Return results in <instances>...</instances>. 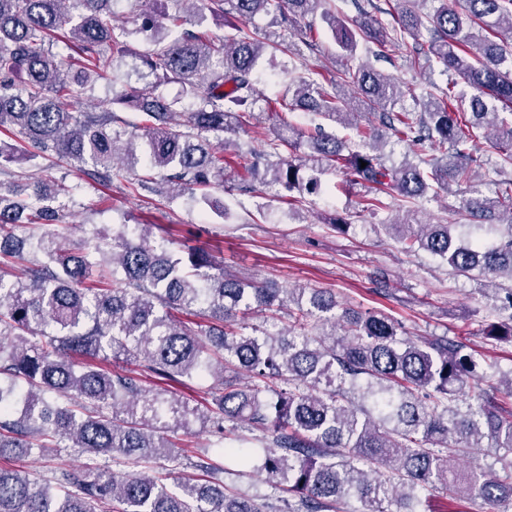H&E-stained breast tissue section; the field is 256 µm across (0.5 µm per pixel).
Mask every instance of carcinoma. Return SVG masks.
<instances>
[{"instance_id":"1","label":"carcinoma","mask_w":512,"mask_h":512,"mask_svg":"<svg viewBox=\"0 0 512 512\" xmlns=\"http://www.w3.org/2000/svg\"><path fill=\"white\" fill-rule=\"evenodd\" d=\"M137 27L112 25V0H0V134L19 145L5 161L66 160L104 188L126 174L132 189L172 199L194 189L210 204L209 190L224 186V154L209 139L235 134L253 117L258 95L253 72L266 53L285 54L293 44L238 26L211 39L199 30L205 19L185 15L184 5L206 3L224 20L251 19L288 5L292 17L322 11L344 69L326 81L312 73L275 100L278 126L268 149L249 160L234 189L254 181L289 192L320 191L309 172L321 164L343 174L341 189H370L363 210L385 207L381 193L408 202L432 185L450 189L473 177L476 142L495 128L497 172L512 168V122L487 100L512 111V0H395L394 25L386 27L361 4L352 25L325 0H135ZM436 60L456 79L427 93L422 111L395 110V78L364 57L385 59L405 51ZM148 44L130 48L127 37ZM62 43L70 50L52 52ZM103 79L112 104L139 114L130 122L111 109L74 111L76 89ZM177 81L196 100L186 122L161 86ZM371 111L396 144L415 160L387 164L371 133L356 129L346 141L317 127L307 135L288 120L309 111L355 129L352 98ZM464 83L472 90L457 89ZM310 154H299L301 146ZM437 154H428V149ZM366 166H361V162ZM146 173L137 175L138 167ZM492 196L467 200L458 214L487 223L484 235L454 237L452 224H420L414 213L384 224L407 253L424 251L469 277L476 269L504 277L512 298V235L488 236L507 222L512 229V179L500 180ZM17 185L0 181V457H29L63 442L84 455L81 470L57 469L43 480L0 465V512H335L353 498L361 512H418L422 494L439 485L453 494L477 492L512 512V406L478 372L466 345L448 336L413 340L380 311L333 314L335 298L323 291L303 305L305 290L271 281L244 282L224 274L203 248L182 244L178 253L159 250L149 225L135 224L107 240L93 233L75 250L50 234L29 235L37 258L25 257L14 228L61 224L74 205L64 178L33 183L23 203ZM288 309V327L275 332L249 323L250 315ZM208 314L211 325L195 329L192 318ZM485 335L512 343V304ZM133 363L136 369L114 370ZM213 381L204 405L168 395L183 378ZM166 387L150 391L149 379ZM476 405H454L462 392ZM212 422L222 438L245 440L237 425L259 432L251 448L224 449L261 481L287 497L273 503L224 481V468L206 454L172 452L170 429ZM231 427H226V424ZM492 442L499 470L459 469L456 462L483 439ZM146 470L120 476L109 464ZM201 472L203 483L168 464Z\"/></svg>"}]
</instances>
